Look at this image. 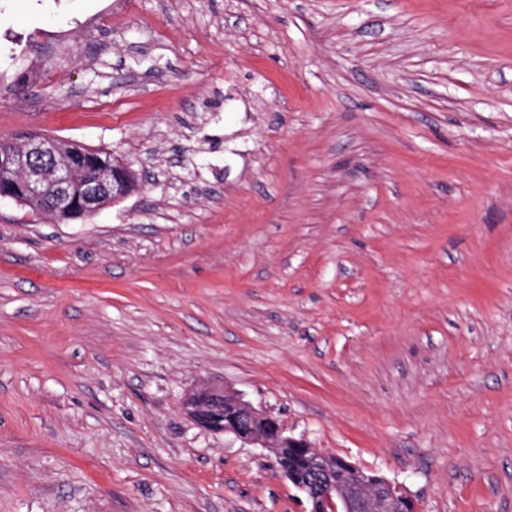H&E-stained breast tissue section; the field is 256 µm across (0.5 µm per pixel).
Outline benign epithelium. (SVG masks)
Instances as JSON below:
<instances>
[{"label":"benign epithelium","mask_w":512,"mask_h":512,"mask_svg":"<svg viewBox=\"0 0 512 512\" xmlns=\"http://www.w3.org/2000/svg\"><path fill=\"white\" fill-rule=\"evenodd\" d=\"M81 146L56 138L31 135L10 150L0 151V202L26 198L52 216L74 218L96 214L108 202L127 197L135 175L129 163L110 156L103 161L88 155L91 176L78 181L71 159ZM188 415L204 427L209 414L224 410L230 422L220 432L255 443L279 457L299 452L308 460V475L281 470L318 512H416L415 501L398 496L399 487L383 476H366L350 461L313 448L305 439L284 435L278 420L227 385L209 386L185 400Z\"/></svg>","instance_id":"obj_1"}]
</instances>
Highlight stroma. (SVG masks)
Returning a JSON list of instances; mask_svg holds the SVG:
<instances>
[{"instance_id": "1", "label": "stroma", "mask_w": 512, "mask_h": 512, "mask_svg": "<svg viewBox=\"0 0 512 512\" xmlns=\"http://www.w3.org/2000/svg\"><path fill=\"white\" fill-rule=\"evenodd\" d=\"M128 197L0 205V512H307L226 384L417 512H512V0H0V138Z\"/></svg>"}]
</instances>
